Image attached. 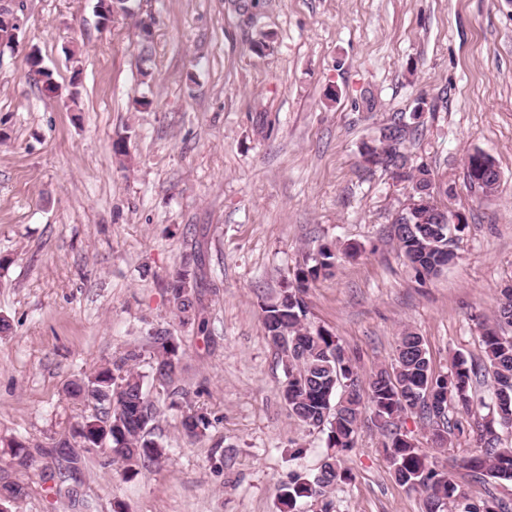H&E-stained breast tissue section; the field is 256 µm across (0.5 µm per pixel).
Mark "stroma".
Instances as JSON below:
<instances>
[{
    "label": "stroma",
    "mask_w": 512,
    "mask_h": 512,
    "mask_svg": "<svg viewBox=\"0 0 512 512\" xmlns=\"http://www.w3.org/2000/svg\"><path fill=\"white\" fill-rule=\"evenodd\" d=\"M23 3L20 46L0 49V446L68 436L93 412L68 384L131 349L150 374L147 337L166 329L181 346L178 386L211 424L188 439L171 395L153 388L171 456L127 480L87 455L93 512H279L280 487L316 472L326 435L281 400L260 306L323 244L336 268L309 288L307 320L338 337L362 377L393 362L407 329L435 371L482 361L480 325L512 284V0H134L135 17L106 25L97 0ZM27 45L57 94L30 72ZM410 112L421 119L408 153L468 221L455 262L433 278L391 235L404 184L360 156ZM477 150L500 171L486 197L464 177ZM192 251L204 334L180 325L166 291ZM403 427L471 498L512 506V483L463 467L468 435L439 448L422 415ZM344 465L352 479L333 491V512H423L371 418ZM0 477L27 486L12 512H69L38 476L0 460Z\"/></svg>",
    "instance_id": "35a3bbf8"
}]
</instances>
